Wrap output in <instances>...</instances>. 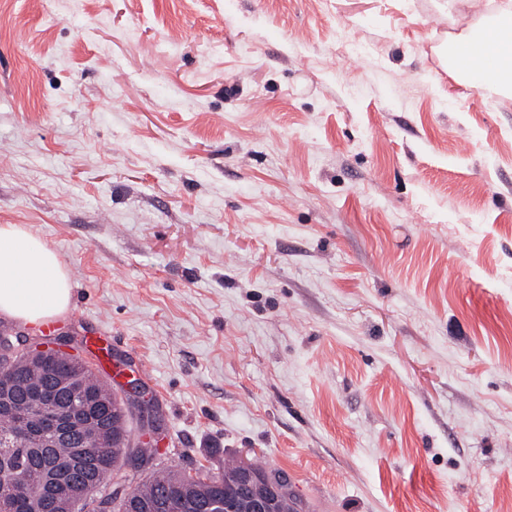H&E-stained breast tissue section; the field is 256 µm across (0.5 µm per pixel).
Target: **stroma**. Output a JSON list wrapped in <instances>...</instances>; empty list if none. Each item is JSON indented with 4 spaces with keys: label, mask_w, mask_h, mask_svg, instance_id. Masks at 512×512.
I'll return each mask as SVG.
<instances>
[{
    "label": "stroma",
    "mask_w": 512,
    "mask_h": 512,
    "mask_svg": "<svg viewBox=\"0 0 512 512\" xmlns=\"http://www.w3.org/2000/svg\"><path fill=\"white\" fill-rule=\"evenodd\" d=\"M468 0H0V225L158 461L307 512H512V97ZM368 56L332 67L347 48ZM480 19L461 39L448 44V65L473 87L511 91L512 41L503 40L501 31L505 25L512 26V1H500L494 11ZM461 59L465 65L460 64ZM241 479L244 487L245 496L248 499L249 512H272L273 500L272 495L282 482L288 481L284 474L279 476L256 475L249 468L246 461L243 462ZM264 486V490L261 487Z\"/></svg>",
    "instance_id": "1"
}]
</instances>
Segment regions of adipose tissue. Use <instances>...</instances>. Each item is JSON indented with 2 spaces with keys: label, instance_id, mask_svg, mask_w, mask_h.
Masks as SVG:
<instances>
[{
  "label": "adipose tissue",
  "instance_id": "ef3b65f1",
  "mask_svg": "<svg viewBox=\"0 0 512 512\" xmlns=\"http://www.w3.org/2000/svg\"><path fill=\"white\" fill-rule=\"evenodd\" d=\"M512 0H500L478 25L448 45V57L470 85L487 91L512 89ZM70 272L59 254L20 224L0 225V314L35 323L66 314L71 305Z\"/></svg>",
  "mask_w": 512,
  "mask_h": 512
}]
</instances>
